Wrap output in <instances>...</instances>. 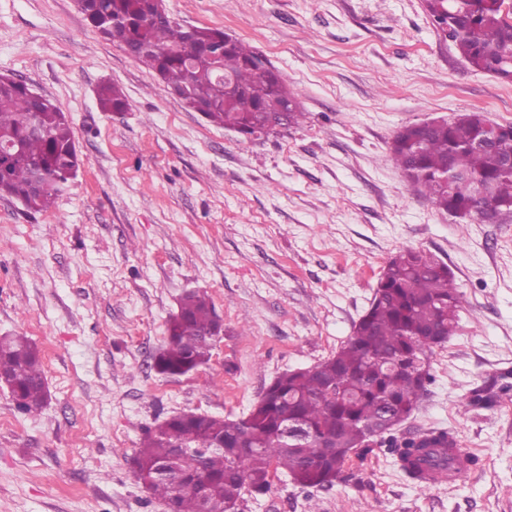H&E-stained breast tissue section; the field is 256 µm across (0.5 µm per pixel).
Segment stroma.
I'll return each mask as SVG.
<instances>
[{"label":"stroma","instance_id":"1","mask_svg":"<svg viewBox=\"0 0 512 512\" xmlns=\"http://www.w3.org/2000/svg\"><path fill=\"white\" fill-rule=\"evenodd\" d=\"M165 4L175 22L248 42L306 118L243 140L186 111L75 0H0V75L65 112L82 160L45 211L0 196V336L37 344L50 392L21 413L0 386V512H168L135 475L144 431L187 411L243 417L276 376L326 359L406 247L448 264L461 307L398 431L447 430L479 466L424 491L377 447L328 489L274 472L243 512H512V216L450 218L390 159L410 123L480 112L512 124V84L473 71L423 0ZM107 82L127 112L100 111ZM191 289L224 334L206 364L167 378L154 359ZM477 388L495 405L463 410Z\"/></svg>","mask_w":512,"mask_h":512}]
</instances>
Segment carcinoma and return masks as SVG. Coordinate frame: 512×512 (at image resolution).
I'll list each match as a JSON object with an SVG mask.
<instances>
[{"label":"carcinoma","mask_w":512,"mask_h":512,"mask_svg":"<svg viewBox=\"0 0 512 512\" xmlns=\"http://www.w3.org/2000/svg\"><path fill=\"white\" fill-rule=\"evenodd\" d=\"M104 40L123 48L182 93L185 108L208 121L262 139L304 118L298 92L261 55L219 28L194 30L171 21L164 0H78ZM428 15L477 71L512 83V5L506 0H425ZM101 111L129 107L122 90H98ZM478 112L431 127H401L392 160L432 205L454 218L512 211V125L487 130ZM80 164L69 120L51 100L0 75V196L21 197L41 212ZM483 187L470 194L461 182ZM460 293L447 264L403 248L386 263L353 335L317 365L273 379L245 417L183 412L145 432L134 457L137 479L170 512H241L248 488L263 494L283 470L303 488H329L351 455L387 448L408 478L423 484V466L449 468L457 442L445 429L398 437L396 426L418 408L432 381L430 353L454 335ZM222 325L207 293L181 295L170 316L156 371L185 375L209 361ZM0 383L16 409L48 401L45 372L25 335L0 336Z\"/></svg>","instance_id":"carcinoma-1"}]
</instances>
